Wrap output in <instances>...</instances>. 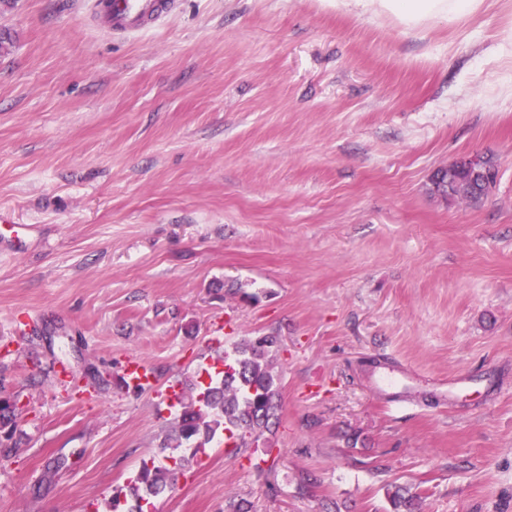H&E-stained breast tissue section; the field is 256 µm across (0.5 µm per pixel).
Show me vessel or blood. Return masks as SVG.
Listing matches in <instances>:
<instances>
[{
	"label": "vessel or blood",
	"instance_id": "obj_1",
	"mask_svg": "<svg viewBox=\"0 0 512 512\" xmlns=\"http://www.w3.org/2000/svg\"><path fill=\"white\" fill-rule=\"evenodd\" d=\"M174 7L175 0H91L92 12L106 16L113 31L122 35L157 26ZM123 380L133 390L151 391L155 388L151 368L138 359L127 362Z\"/></svg>",
	"mask_w": 512,
	"mask_h": 512
}]
</instances>
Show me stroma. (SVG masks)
<instances>
[{"instance_id":"obj_1","label":"stroma","mask_w":512,"mask_h":512,"mask_svg":"<svg viewBox=\"0 0 512 512\" xmlns=\"http://www.w3.org/2000/svg\"><path fill=\"white\" fill-rule=\"evenodd\" d=\"M4 32L0 512H105L150 460L177 472L151 512H388L391 483L512 512V0L416 25L177 0L130 37L89 0H0ZM474 155L490 195L430 193ZM265 335L276 425L181 466L160 398ZM134 357L155 391L124 386Z\"/></svg>"}]
</instances>
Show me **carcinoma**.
Returning a JSON list of instances; mask_svg holds the SVG:
<instances>
[{"mask_svg": "<svg viewBox=\"0 0 512 512\" xmlns=\"http://www.w3.org/2000/svg\"><path fill=\"white\" fill-rule=\"evenodd\" d=\"M497 177L489 157L471 169L450 168L434 174L446 201L476 203L485 196L486 183ZM224 369L209 375V383L182 401V411L163 440L165 448L185 446L199 451L215 437L239 442L245 447L261 439L276 418L279 399L277 340L273 336H249L233 347V357H224ZM174 483V473L163 466L142 463L126 490L112 495L108 512H121L122 500L132 502L126 512H144L143 505ZM386 498L391 512H419V496L400 485H389Z\"/></svg>", "mask_w": 512, "mask_h": 512, "instance_id": "cac0c4a2", "label": "carcinoma"}]
</instances>
